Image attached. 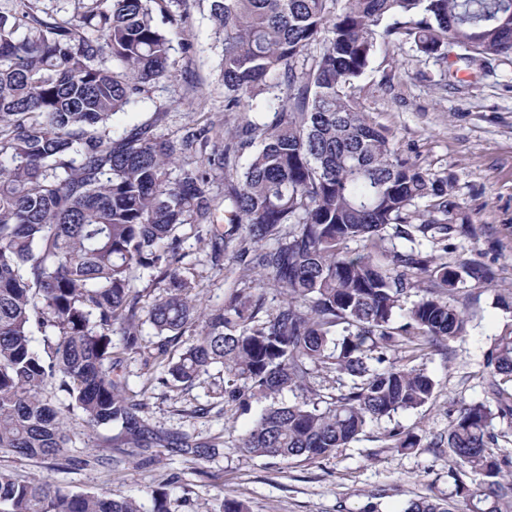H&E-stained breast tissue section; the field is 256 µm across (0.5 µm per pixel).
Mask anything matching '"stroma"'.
I'll use <instances>...</instances> for the list:
<instances>
[{"label": "stroma", "instance_id": "35a3bbf8", "mask_svg": "<svg viewBox=\"0 0 512 512\" xmlns=\"http://www.w3.org/2000/svg\"><path fill=\"white\" fill-rule=\"evenodd\" d=\"M185 9L190 49L174 48L171 77L152 85L146 100L118 116L116 127L151 122L157 133L179 138L210 116H227L232 127L253 119L250 110L224 111L221 44L207 4L187 0ZM356 97L403 158L451 182L459 210L450 221L473 224L476 233L456 238L445 261L475 257L493 272L491 281L467 283L459 297L469 315L467 335L452 343L450 353H434L426 363L439 383L434 400L381 421L359 441L316 461L253 457L239 448L238 440L260 417L264 402L252 401L247 409L217 403L214 392L224 375L216 369L191 388L175 385L151 356L158 338L145 322L140 350L124 353L122 365L128 392L143 399V420L149 427L185 432L201 441L221 438L219 452L192 459L122 447L113 449L110 465H93L94 448L120 428L91 432L74 415L64 459L2 456L0 468L24 477L48 476L66 491L132 497L142 512H152L156 489L166 491L169 512H223L228 498L242 501L248 512H362L374 498L382 512H402L409 500L447 495L454 462L439 438L448 427V414L458 401L485 399L484 354L512 324V312L501 304L512 296V56L491 62L487 71L460 74L452 84L444 65L410 43L383 44L359 79ZM178 253L198 308L228 301L243 275L234 249L214 256L209 236L187 228ZM395 427L417 434L419 446L406 451L384 447V432Z\"/></svg>", "mask_w": 512, "mask_h": 512}]
</instances>
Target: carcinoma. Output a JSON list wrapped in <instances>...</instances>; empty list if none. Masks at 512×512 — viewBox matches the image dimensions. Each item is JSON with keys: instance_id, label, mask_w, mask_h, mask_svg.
I'll list each match as a JSON object with an SVG mask.
<instances>
[{"instance_id": "obj_1", "label": "carcinoma", "mask_w": 512, "mask_h": 512, "mask_svg": "<svg viewBox=\"0 0 512 512\" xmlns=\"http://www.w3.org/2000/svg\"><path fill=\"white\" fill-rule=\"evenodd\" d=\"M43 2L0 0V453L62 457L72 441L65 410L76 407L91 431L120 425L119 447L216 454L220 441L147 426L142 402L125 394L113 335L126 350L141 348V270L167 282L148 320L162 337L154 358L173 380L191 387L219 365L220 401L269 402L238 442L253 457H328L371 425L429 404L437 382L426 361L466 335L457 295L490 272L425 247L446 252L474 228L411 222L421 203L445 216L459 205L447 180L399 157L359 107L355 82L378 43L396 35L441 62L454 48L466 68L511 55L512 0H207L222 45L224 112L265 94L274 110L269 123L228 132L208 159L238 182L223 232L206 167L178 162L179 147L208 144L215 123L179 145L152 123L106 131L147 85L171 76L187 15L173 14L172 0H74L58 18ZM186 225L226 245L239 236L245 270L258 271L221 308L199 310L178 272ZM396 239L402 249L385 246ZM254 287L283 294L262 318ZM183 337L174 361L169 346ZM485 368L488 399L448 414V498L411 500L401 512H453L460 498L469 512H512V456L490 450L512 432V329L495 339ZM320 373L332 375L328 393ZM48 384L68 397L66 408L42 396ZM285 392L294 401H280ZM383 441L419 445L395 429ZM0 512L141 506L0 469Z\"/></svg>"}]
</instances>
